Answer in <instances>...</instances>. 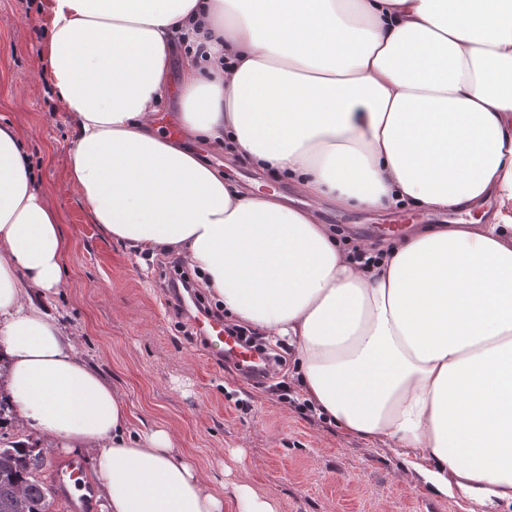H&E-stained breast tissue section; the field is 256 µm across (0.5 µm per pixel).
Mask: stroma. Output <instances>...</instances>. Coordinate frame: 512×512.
<instances>
[{
    "label": "stroma",
    "instance_id": "1",
    "mask_svg": "<svg viewBox=\"0 0 512 512\" xmlns=\"http://www.w3.org/2000/svg\"><path fill=\"white\" fill-rule=\"evenodd\" d=\"M47 30L44 14L28 11L26 0H0V122L25 137L68 236V273L55 303L81 354L124 393L135 425L170 430L208 479L247 483L274 497L280 512H473L469 500L429 493L391 443L303 417L296 353L278 375L290 389L288 404L201 358L154 283V255L112 238L81 205L70 179L68 114L44 102ZM197 151L240 185L257 180L295 207L309 203L280 174L256 175L243 160L228 168L223 151L202 144ZM315 212L343 242L375 239V226L391 217L325 205Z\"/></svg>",
    "mask_w": 512,
    "mask_h": 512
}]
</instances>
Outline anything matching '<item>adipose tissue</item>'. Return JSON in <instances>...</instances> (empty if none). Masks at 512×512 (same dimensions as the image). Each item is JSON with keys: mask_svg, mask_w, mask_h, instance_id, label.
<instances>
[{"mask_svg": "<svg viewBox=\"0 0 512 512\" xmlns=\"http://www.w3.org/2000/svg\"><path fill=\"white\" fill-rule=\"evenodd\" d=\"M71 180L113 238L185 249L236 320L287 338L304 395L390 441L436 495L512 502V0H44ZM191 52L180 53L182 44ZM182 54L177 122L154 130ZM205 141L342 210L476 211L355 261L314 211L249 192ZM69 241L0 123V356L20 417L94 449L104 512H279L205 481L79 354L53 304Z\"/></svg>", "mask_w": 512, "mask_h": 512, "instance_id": "ef3b65f1", "label": "adipose tissue"}]
</instances>
